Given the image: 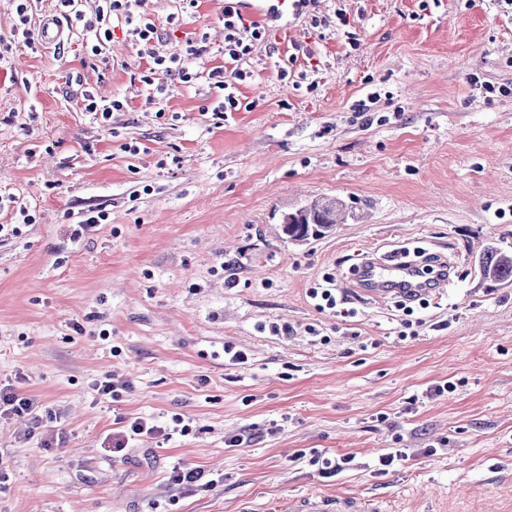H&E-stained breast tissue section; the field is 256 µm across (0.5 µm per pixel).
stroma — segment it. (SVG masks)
I'll return each instance as SVG.
<instances>
[{
  "instance_id": "stroma-1",
  "label": "stroma",
  "mask_w": 512,
  "mask_h": 512,
  "mask_svg": "<svg viewBox=\"0 0 512 512\" xmlns=\"http://www.w3.org/2000/svg\"><path fill=\"white\" fill-rule=\"evenodd\" d=\"M142 9L161 54L195 38L208 48L198 79H169L158 106L123 19L98 57L73 22L33 48L11 37L15 5L0 0V194L34 217L0 237V381L59 406L65 437L46 448L0 418V512H272L304 493L385 512H512V285L478 271L484 246L512 249V6L312 0L238 65L220 0ZM237 66L242 107L215 125L208 74ZM86 90L123 111L94 118ZM334 198L349 210L329 233L278 236L283 214ZM91 208L106 224L71 241ZM406 244L447 255L455 277L402 341L396 302L359 296L350 271ZM328 277L355 322L314 307ZM228 343L250 366L225 364ZM112 371L130 387L98 402L92 384ZM177 414L189 435L140 441L122 460L101 446L117 416L165 427ZM272 420L277 433H262ZM235 434L244 443L228 447ZM393 448L410 458L377 473ZM302 449L354 465L326 479L294 460ZM175 462L222 480L179 490Z\"/></svg>"
}]
</instances>
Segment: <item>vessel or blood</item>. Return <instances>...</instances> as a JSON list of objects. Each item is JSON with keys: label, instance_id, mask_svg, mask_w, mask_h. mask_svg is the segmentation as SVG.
I'll return each instance as SVG.
<instances>
[{"label": "vessel or blood", "instance_id": "b4317fda", "mask_svg": "<svg viewBox=\"0 0 512 512\" xmlns=\"http://www.w3.org/2000/svg\"><path fill=\"white\" fill-rule=\"evenodd\" d=\"M426 274L424 262L409 259L403 253L389 256H370L355 269L353 276L357 291L373 301L389 295L414 298L426 295L422 284ZM288 512H368L366 502L355 497L321 494L296 495L288 500Z\"/></svg>", "mask_w": 512, "mask_h": 512}]
</instances>
